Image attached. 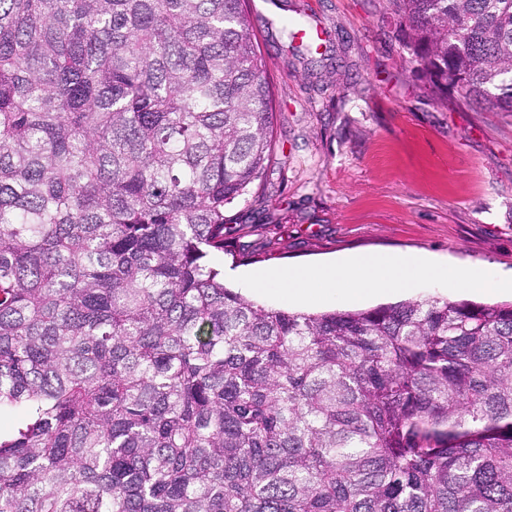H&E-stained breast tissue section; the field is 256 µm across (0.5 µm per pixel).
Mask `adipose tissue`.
I'll use <instances>...</instances> for the list:
<instances>
[{"mask_svg":"<svg viewBox=\"0 0 512 512\" xmlns=\"http://www.w3.org/2000/svg\"><path fill=\"white\" fill-rule=\"evenodd\" d=\"M419 275L445 279L464 290L512 287V278H503L486 267L455 269L422 257L398 255L354 256L300 269L261 271L244 276L242 285L252 298L276 292L301 305L318 306L341 297L358 299L379 289L404 291Z\"/></svg>","mask_w":512,"mask_h":512,"instance_id":"ef3b65f1","label":"adipose tissue"}]
</instances>
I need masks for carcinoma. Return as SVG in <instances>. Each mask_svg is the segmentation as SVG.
Listing matches in <instances>:
<instances>
[{
    "label": "carcinoma",
    "instance_id": "carcinoma-1",
    "mask_svg": "<svg viewBox=\"0 0 512 512\" xmlns=\"http://www.w3.org/2000/svg\"><path fill=\"white\" fill-rule=\"evenodd\" d=\"M512 113V0H388ZM245 0H0V512H512V303L224 285L271 86Z\"/></svg>",
    "mask_w": 512,
    "mask_h": 512
}]
</instances>
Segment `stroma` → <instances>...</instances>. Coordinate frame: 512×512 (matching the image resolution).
I'll use <instances>...</instances> for the list:
<instances>
[{"mask_svg": "<svg viewBox=\"0 0 512 512\" xmlns=\"http://www.w3.org/2000/svg\"><path fill=\"white\" fill-rule=\"evenodd\" d=\"M302 15L322 53L282 31ZM274 93L275 159L263 194L224 212V282L355 254H415L512 274V114L439 102L410 63L387 0H257L250 11ZM256 249L251 261L232 257ZM410 297L512 301L417 279ZM383 291L343 310L402 300Z\"/></svg>", "mask_w": 512, "mask_h": 512, "instance_id": "1", "label": "stroma"}]
</instances>
